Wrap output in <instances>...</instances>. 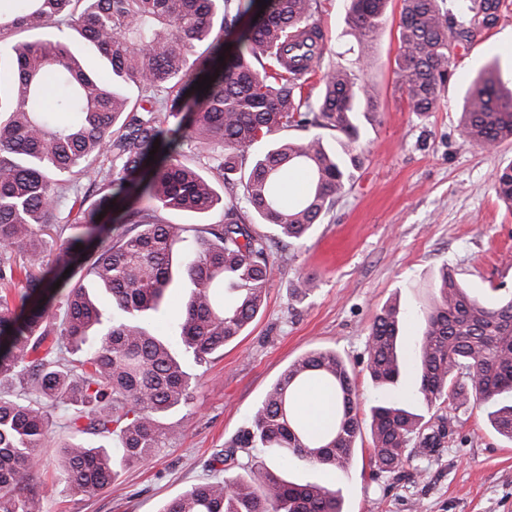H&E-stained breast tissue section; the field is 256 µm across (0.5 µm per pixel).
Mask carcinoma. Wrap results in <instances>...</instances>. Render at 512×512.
<instances>
[{"label": "carcinoma", "mask_w": 512, "mask_h": 512, "mask_svg": "<svg viewBox=\"0 0 512 512\" xmlns=\"http://www.w3.org/2000/svg\"><path fill=\"white\" fill-rule=\"evenodd\" d=\"M265 2L260 11L256 0H0L1 37L58 31L0 56V280L23 275L22 301H32L17 312L0 300V383L19 387L12 398L0 395V512H44L48 489L27 476L55 411L74 435L59 453L78 496L111 485L121 469L180 435L183 421L170 413L189 397L187 360L201 364L237 340L267 296L271 246L247 213L301 242L352 186L363 154L358 114H378L376 92L358 72L390 0H347L360 47L349 65L323 64L320 0ZM444 2L401 0L395 73L420 114L440 107L456 47L497 20L499 0H459L454 12ZM226 35L236 41L227 57ZM89 48L108 79L88 65ZM206 75L211 87L196 90ZM288 127L334 130L336 148L316 134L274 141L248 158ZM461 127L481 148L512 140V89L497 67L471 81ZM186 145L209 174L182 162ZM84 178L94 202L76 200L67 227L49 223ZM218 181L229 189L225 201ZM493 189L512 210V162L496 171ZM120 199L128 204L116 223L98 219ZM220 203L222 223L178 250L185 228L159 212L207 214ZM51 231L61 239L56 263L71 269L63 279L44 264L42 236ZM182 280L190 295L169 319L173 333L163 335L152 323ZM89 282L112 298L107 324ZM402 322L394 302L370 328L367 372L379 386L401 375ZM415 364L427 409L483 404L495 432L512 442V294L486 302L442 268L422 312ZM315 383L336 395V409L331 431L313 438L295 399ZM369 427L370 464L388 473L453 435L446 416L427 419L386 401L370 408ZM360 435L352 372L338 353L310 351L208 462L244 474L198 484L160 512H343L339 491L287 481L249 451L345 472Z\"/></svg>", "instance_id": "carcinoma-1"}]
</instances>
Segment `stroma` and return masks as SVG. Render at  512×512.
<instances>
[{
  "mask_svg": "<svg viewBox=\"0 0 512 512\" xmlns=\"http://www.w3.org/2000/svg\"><path fill=\"white\" fill-rule=\"evenodd\" d=\"M399 12L400 0H391L372 38L373 61L361 74L376 88L381 112L362 124L366 152L352 187L306 240L274 244L262 310L234 343L191 368L196 379L179 411L182 436L121 470L112 486L80 497L57 477L56 450L71 431L54 419L29 476L48 485L44 512H159L216 479L205 468L212 453L239 431L288 364L314 349L338 352L353 370L361 418L380 401L426 413L413 364L395 386H377L366 370V342L380 308L396 301L405 311L402 347L413 350L421 308L442 267L486 301L512 291V210L491 188L495 172L512 162V141L480 148L464 141L459 126L468 86L488 64L512 81V0H501L496 23L459 51L439 109L425 114L412 111L394 70ZM316 19L326 61L354 60L345 0H321ZM309 274L316 277L313 291L296 298L297 281ZM371 448L362 433L345 473L270 455L265 462L290 481L340 489L345 512H512V442L494 432L485 406L457 411L452 439L430 457L407 459L399 471L373 474Z\"/></svg>",
  "mask_w": 512,
  "mask_h": 512,
  "instance_id": "stroma-1",
  "label": "stroma"
}]
</instances>
